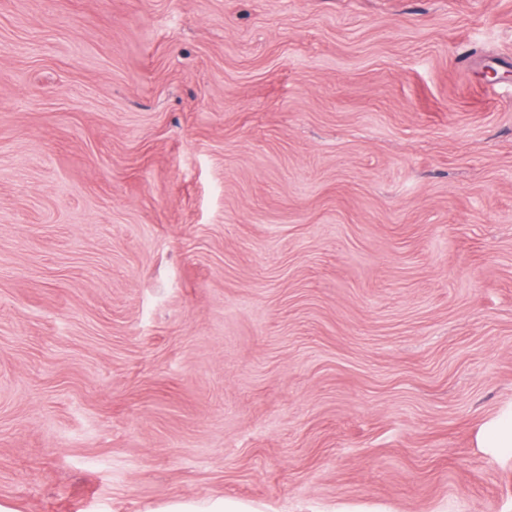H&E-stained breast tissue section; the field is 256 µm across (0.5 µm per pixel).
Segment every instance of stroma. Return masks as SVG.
<instances>
[{"mask_svg": "<svg viewBox=\"0 0 512 512\" xmlns=\"http://www.w3.org/2000/svg\"><path fill=\"white\" fill-rule=\"evenodd\" d=\"M512 0H0V506L512 512ZM194 504L190 502H174L169 504L164 509L158 510L161 512H256L259 511L251 502L224 497L212 501L203 511H199Z\"/></svg>", "mask_w": 512, "mask_h": 512, "instance_id": "35a3bbf8", "label": "stroma"}]
</instances>
